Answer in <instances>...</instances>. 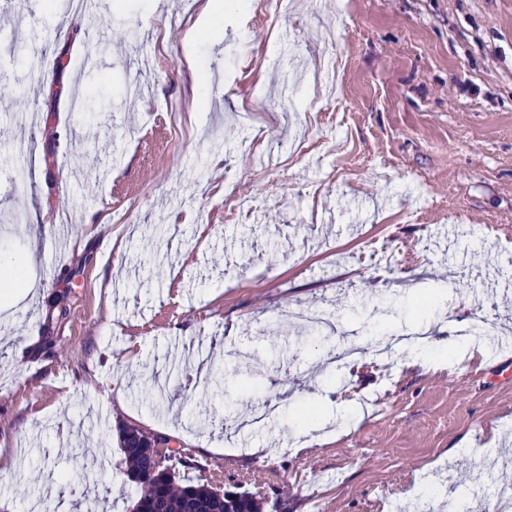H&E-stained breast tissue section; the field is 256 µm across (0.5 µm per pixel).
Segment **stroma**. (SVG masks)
Instances as JSON below:
<instances>
[{"label": "stroma", "mask_w": 512, "mask_h": 512, "mask_svg": "<svg viewBox=\"0 0 512 512\" xmlns=\"http://www.w3.org/2000/svg\"><path fill=\"white\" fill-rule=\"evenodd\" d=\"M14 38L0 136L28 156H0V259L33 263L0 287V512H84L89 469L98 512H130L122 424L288 512H415L465 437L468 478L499 458L512 483V0H0ZM322 304L335 329L280 319ZM444 307L501 345L327 361ZM364 396L343 431L296 415Z\"/></svg>", "instance_id": "obj_1"}]
</instances>
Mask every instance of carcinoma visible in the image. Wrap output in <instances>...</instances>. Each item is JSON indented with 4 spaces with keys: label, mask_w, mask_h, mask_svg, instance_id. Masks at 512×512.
Instances as JSON below:
<instances>
[{
    "label": "carcinoma",
    "mask_w": 512,
    "mask_h": 512,
    "mask_svg": "<svg viewBox=\"0 0 512 512\" xmlns=\"http://www.w3.org/2000/svg\"><path fill=\"white\" fill-rule=\"evenodd\" d=\"M119 438L125 475L141 488L131 512H264V503L247 491L180 482V469L202 465L178 450L155 461V442L166 438L149 437L133 426L122 428Z\"/></svg>",
    "instance_id": "1"
}]
</instances>
